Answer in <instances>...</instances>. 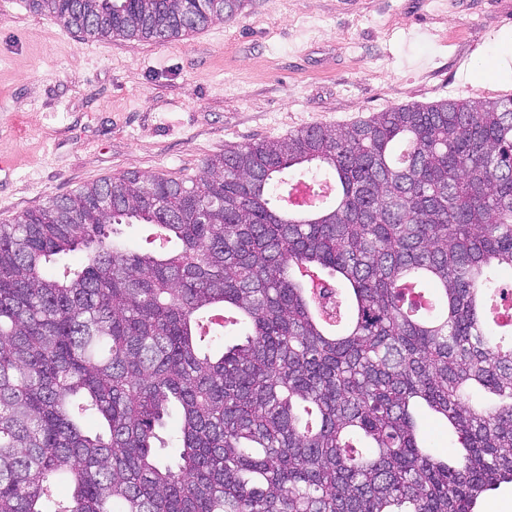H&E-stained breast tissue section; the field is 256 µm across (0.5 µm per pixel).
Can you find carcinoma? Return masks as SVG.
Masks as SVG:
<instances>
[{"instance_id":"cac0c4a2","label":"carcinoma","mask_w":512,"mask_h":512,"mask_svg":"<svg viewBox=\"0 0 512 512\" xmlns=\"http://www.w3.org/2000/svg\"><path fill=\"white\" fill-rule=\"evenodd\" d=\"M29 6L85 40L156 43L244 0ZM324 170L333 205L273 202L283 174ZM122 224L179 248L131 250ZM75 251L81 269L49 271ZM504 270L512 97L226 145L191 185L129 172L53 197L0 224V512H476L512 485ZM419 405L452 461L426 451Z\"/></svg>"}]
</instances>
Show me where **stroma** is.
Returning <instances> with one entry per match:
<instances>
[{
	"label": "stroma",
	"mask_w": 512,
	"mask_h": 512,
	"mask_svg": "<svg viewBox=\"0 0 512 512\" xmlns=\"http://www.w3.org/2000/svg\"><path fill=\"white\" fill-rule=\"evenodd\" d=\"M512 0H248L175 43L80 40L0 8V224L131 171L200 181L225 145L391 106L512 95Z\"/></svg>",
	"instance_id": "35a3bbf8"
}]
</instances>
